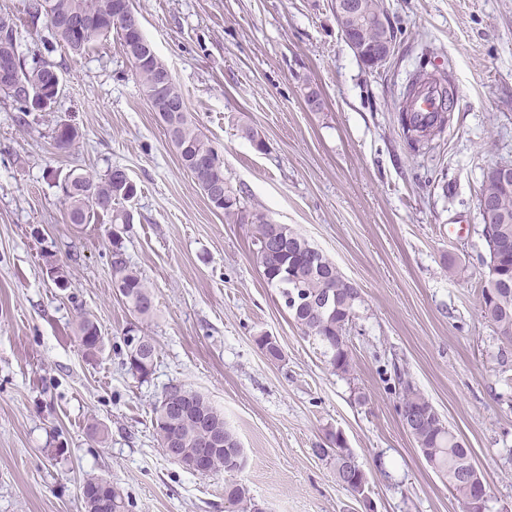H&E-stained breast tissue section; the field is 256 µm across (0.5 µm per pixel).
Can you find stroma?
<instances>
[{
	"label": "stroma",
	"mask_w": 512,
	"mask_h": 512,
	"mask_svg": "<svg viewBox=\"0 0 512 512\" xmlns=\"http://www.w3.org/2000/svg\"><path fill=\"white\" fill-rule=\"evenodd\" d=\"M331 3L133 0L225 177L358 285L347 375L265 282L247 225L226 223L182 169L118 38L75 58L46 22L22 27L20 57L55 64L62 86L22 127L0 97V512H84L90 476L110 478L130 512H224L223 475L186 471L157 441L153 409L172 383L223 413L246 455L236 479L263 512H462L403 426L402 377L468 448L487 512H512V345L477 299L483 177L512 163V0H386L397 39L377 71ZM424 51L456 96L445 133L413 155L399 112ZM63 123L79 131L66 152L52 138ZM115 168L138 188L122 245L153 293L148 320L115 294L108 224L67 223L57 187ZM82 312L104 338L93 358ZM133 326L158 348L144 380L126 364ZM336 431L369 477L366 500L313 453Z\"/></svg>",
	"instance_id": "35a3bbf8"
}]
</instances>
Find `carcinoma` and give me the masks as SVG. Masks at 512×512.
I'll list each match as a JSON object with an SVG mask.
<instances>
[{"label":"carcinoma","instance_id":"cac0c4a2","mask_svg":"<svg viewBox=\"0 0 512 512\" xmlns=\"http://www.w3.org/2000/svg\"><path fill=\"white\" fill-rule=\"evenodd\" d=\"M88 6L98 20L74 31L68 27L76 11ZM28 23L35 27L44 19L50 26L51 41L63 46L74 56L86 54L110 34L118 36L122 51L138 80L140 90L149 107L154 102L164 103L162 122L165 132L177 150L181 167L191 175L197 186L209 189L205 194L213 208L224 212L228 224L251 226L252 257L266 279L279 289L285 307L304 335L317 340L329 356L328 364L341 374L352 371V357L347 332L360 297L353 295L349 280L325 255L320 263L311 265L309 252L313 246L286 224L273 223L268 215L252 206L246 191L233 187L224 177V158L204 138L197 126L188 118L181 87L174 80L167 65L158 57L152 44L142 31L135 30L140 21L131 0H28ZM360 41L367 44L379 41L382 30L361 20L355 28ZM19 25L14 17L0 15V58L16 60V76L12 85L0 87V92L11 99L18 110L27 115L51 109L61 90V76L57 67L49 62L29 68L17 53ZM423 59L412 76L405 93L406 101L414 103L420 89L427 84L439 87L445 110L432 112L429 120L418 123L408 113L412 131L429 144L441 137L448 126V107L454 94L448 92V75L427 69ZM78 137L70 124L54 129L57 149L69 150ZM201 159L203 166L195 161ZM65 205L64 216L70 224H89L104 216L111 224H131L133 214L126 204L137 196V185L126 175L111 171L101 177L92 172L69 173L59 184ZM220 190L230 200L217 204L210 189ZM481 196L491 203L489 215L483 223L498 231L499 247L496 252L497 279L483 280L480 310L490 322L498 338L512 344V188L505 189L500 181L484 178ZM112 279L120 298L133 313L141 318L153 311V294L145 279L129 264L122 247L119 232L112 233ZM79 344L89 356L102 348L103 337L97 324L88 316L79 314L77 322ZM139 352L127 349L126 357L132 374L146 378L152 374L157 357L153 337L143 335ZM259 348L272 360L282 359V350L270 336L257 339ZM400 406L428 410L432 404L408 380L401 381ZM155 431L163 451L177 448L188 454L206 443L207 432L224 436V448L210 454L212 474L224 472L230 476L241 471L234 463L241 446L236 437L224 427V417L202 393L183 384L168 386L159 404L154 408ZM331 447L315 448L313 452L332 463L336 482L344 485L345 470L354 468L351 454L345 452L337 435H330ZM417 448L427 462L446 476L453 494L465 505L472 496L470 485L461 477L464 463L470 459L468 449L434 413L413 434ZM82 499L86 512H125L126 503L112 480L93 477L84 481ZM225 512H257L247 489L237 481L224 485Z\"/></svg>","mask_w":512,"mask_h":512}]
</instances>
